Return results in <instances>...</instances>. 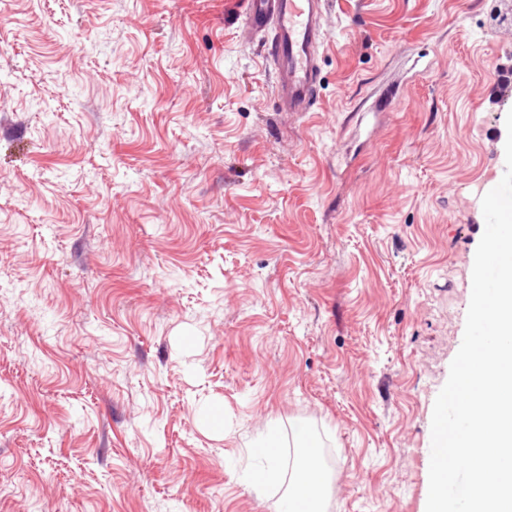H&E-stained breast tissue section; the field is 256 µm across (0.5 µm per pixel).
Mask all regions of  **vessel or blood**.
<instances>
[{"label":"vessel or blood","mask_w":512,"mask_h":512,"mask_svg":"<svg viewBox=\"0 0 512 512\" xmlns=\"http://www.w3.org/2000/svg\"><path fill=\"white\" fill-rule=\"evenodd\" d=\"M245 3L249 30L271 36L265 50L276 76V111H313L318 100V50L324 40L327 0Z\"/></svg>","instance_id":"b4317fda"}]
</instances>
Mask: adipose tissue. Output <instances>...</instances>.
Here are the masks:
<instances>
[{"label":"adipose tissue","instance_id":"adipose-tissue-1","mask_svg":"<svg viewBox=\"0 0 512 512\" xmlns=\"http://www.w3.org/2000/svg\"><path fill=\"white\" fill-rule=\"evenodd\" d=\"M256 446L264 465L255 474L254 485L265 487L283 479L288 482V497L286 501L274 502V512H322L329 484L319 459L298 452L290 465H283L278 430L274 427L268 429Z\"/></svg>","mask_w":512,"mask_h":512}]
</instances>
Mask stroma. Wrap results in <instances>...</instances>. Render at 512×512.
Listing matches in <instances>:
<instances>
[{
	"mask_svg": "<svg viewBox=\"0 0 512 512\" xmlns=\"http://www.w3.org/2000/svg\"><path fill=\"white\" fill-rule=\"evenodd\" d=\"M274 108L241 0H0V512H426L512 110V0H330ZM278 429L270 427L264 437L256 442L264 466L255 474L253 485L265 487L284 479L282 459L279 454ZM294 458L288 476V497L273 503L275 512H319L325 511L324 502L329 488L328 477L320 460L306 458L299 453L302 445L295 446ZM288 503V509L284 505Z\"/></svg>",
	"mask_w": 512,
	"mask_h": 512,
	"instance_id": "35a3bbf8",
	"label": "stroma"
}]
</instances>
